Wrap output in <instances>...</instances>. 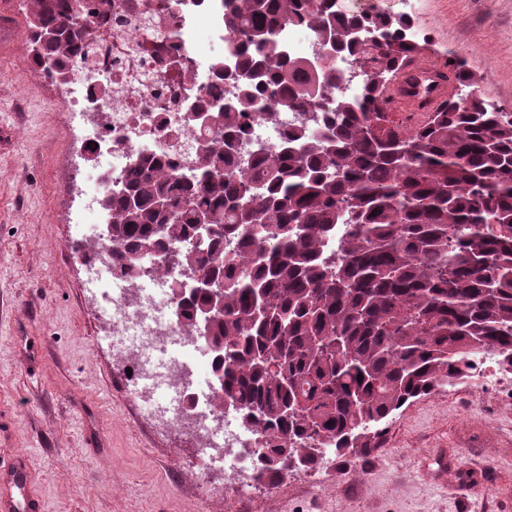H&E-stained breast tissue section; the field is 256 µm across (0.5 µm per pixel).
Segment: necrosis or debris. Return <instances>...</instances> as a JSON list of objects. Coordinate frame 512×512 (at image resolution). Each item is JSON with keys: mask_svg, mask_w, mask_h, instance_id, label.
Segmentation results:
<instances>
[{"mask_svg": "<svg viewBox=\"0 0 512 512\" xmlns=\"http://www.w3.org/2000/svg\"><path fill=\"white\" fill-rule=\"evenodd\" d=\"M224 30L222 0H112V14L89 37L67 78L34 71L49 87H63L68 113L83 127L91 167L70 166L81 195L104 190L101 173L117 184L146 156L185 170L204 143L197 114L232 101L237 87L217 68L221 50L241 44ZM278 43L292 58L324 62L310 28L285 25ZM297 119L281 111L278 123L253 121L237 143L240 158L256 157L276 145ZM100 296L120 343L134 395L171 431L190 436L198 465L222 469L241 497L252 496L256 480L279 479L260 473L255 430H230L233 412L221 413L211 399L216 389L214 361L183 319L160 275L130 281L116 262L87 255Z\"/></svg>", "mask_w": 512, "mask_h": 512, "instance_id": "necrosis-or-debris-1", "label": "necrosis or debris"}]
</instances>
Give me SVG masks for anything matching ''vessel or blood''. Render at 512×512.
Wrapping results in <instances>:
<instances>
[{"label": "vessel or blood", "mask_w": 512, "mask_h": 512, "mask_svg": "<svg viewBox=\"0 0 512 512\" xmlns=\"http://www.w3.org/2000/svg\"><path fill=\"white\" fill-rule=\"evenodd\" d=\"M454 90L451 68L434 57L423 56L402 68L388 93L397 108L416 118L450 100ZM8 475L11 490L0 496V512H42L40 500L32 491L25 460L17 459Z\"/></svg>", "instance_id": "b4317fda"}]
</instances>
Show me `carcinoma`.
I'll return each mask as SVG.
<instances>
[{
    "label": "carcinoma",
    "instance_id": "cac0c4a2",
    "mask_svg": "<svg viewBox=\"0 0 512 512\" xmlns=\"http://www.w3.org/2000/svg\"><path fill=\"white\" fill-rule=\"evenodd\" d=\"M333 2L225 0L224 29L245 47L230 51L237 96L218 112L223 141L188 173L143 158L103 193L111 224L85 245L133 281L142 243L178 249L157 273L215 353L214 408L256 428L271 474L293 459L315 466L324 447L365 457L389 416L480 357L512 367V120L461 97L412 125L390 119L388 85L417 51L412 20L344 16ZM29 3L34 57L65 71L87 32L70 0ZM287 23L354 63L365 56L356 36L381 28L390 41L372 49L361 94L332 100L336 65L284 55L276 34ZM278 105L302 118L240 168L248 120L275 121ZM184 270L211 287L183 286ZM220 302L224 314H212Z\"/></svg>",
    "mask_w": 512,
    "mask_h": 512
}]
</instances>
